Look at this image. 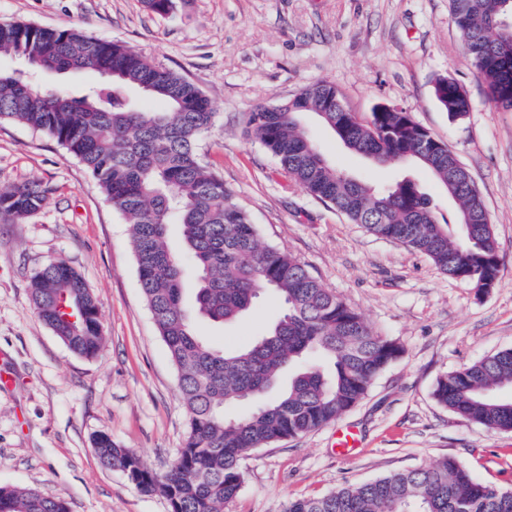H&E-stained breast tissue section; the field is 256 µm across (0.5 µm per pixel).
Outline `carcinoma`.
I'll return each mask as SVG.
<instances>
[{"instance_id": "obj_1", "label": "carcinoma", "mask_w": 512, "mask_h": 512, "mask_svg": "<svg viewBox=\"0 0 512 512\" xmlns=\"http://www.w3.org/2000/svg\"><path fill=\"white\" fill-rule=\"evenodd\" d=\"M452 19L483 76L488 96L512 110V0H449ZM0 56L25 63L26 75L0 71V122L47 134L77 158L129 224L146 304L177 370L188 415L184 446L164 476L108 435L94 439L102 464L123 471L146 495L161 494L173 512H224L243 485L241 460L252 450L316 430L355 406L401 353L292 255L261 246L257 229L232 192L201 158L200 137L214 109L184 76L77 29L0 23ZM45 72L87 75L73 92L45 90ZM165 105L138 107L129 92ZM336 87L319 82L287 104L260 106L249 125L281 167L312 196L373 234L414 248L448 276L477 284L497 279L501 259L487 209L457 169L451 151L422 144L406 110L378 107L366 122L336 111ZM448 117L466 99L440 101ZM315 115L351 153L379 166L409 160L426 167L458 204L439 220L430 199L408 179L374 185L353 179L323 155L302 124ZM46 198L40 184L0 188V220L25 218ZM469 223L463 224V217ZM180 230L182 250L170 243ZM195 275L193 309L184 298L187 267ZM271 292L281 310L248 347L227 352L208 344L193 316L226 324L252 312ZM39 319L75 354L91 358L104 341L99 306L83 278L64 261L34 272ZM79 298L84 315L70 328L65 305ZM512 349L440 377L439 404L458 418L512 432ZM252 407L238 414L242 403ZM0 512H69L68 503L34 489L0 486ZM286 512H512V488L487 485L453 458L388 473L319 498L288 502Z\"/></svg>"}]
</instances>
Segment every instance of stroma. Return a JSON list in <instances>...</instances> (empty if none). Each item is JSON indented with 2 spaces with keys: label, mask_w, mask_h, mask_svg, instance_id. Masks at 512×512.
<instances>
[{
  "label": "stroma",
  "mask_w": 512,
  "mask_h": 512,
  "mask_svg": "<svg viewBox=\"0 0 512 512\" xmlns=\"http://www.w3.org/2000/svg\"><path fill=\"white\" fill-rule=\"evenodd\" d=\"M164 16L144 0H0V21L82 28L172 69L211 101L199 140L211 169L251 216L262 244L304 263L401 355L349 411L300 438L255 449L226 512H284L396 470L452 457L481 482L512 485V432L454 416L433 396L442 375L512 348V112L488 97L453 23L449 0H173ZM470 100L449 120L437 78ZM336 86L360 118L381 104L407 109L470 172L489 213L501 266L488 292L440 271L412 248L378 237L310 195L248 132L256 107L279 106L319 82ZM303 123L327 159L373 184L413 179L439 213H454L434 176L418 165L381 167L351 155L311 116ZM37 182L47 191L28 217L0 223V485L68 502L71 512H169L99 460L109 435L165 475L183 446L186 408L177 371L142 297L129 226L85 167L47 135L0 123V186ZM72 266L95 295L104 343L95 357L68 347L38 318L31 277L48 262ZM279 313L272 297L241 320L197 331L238 347ZM359 446L336 450V433Z\"/></svg>",
  "instance_id": "35a3bbf8"
}]
</instances>
